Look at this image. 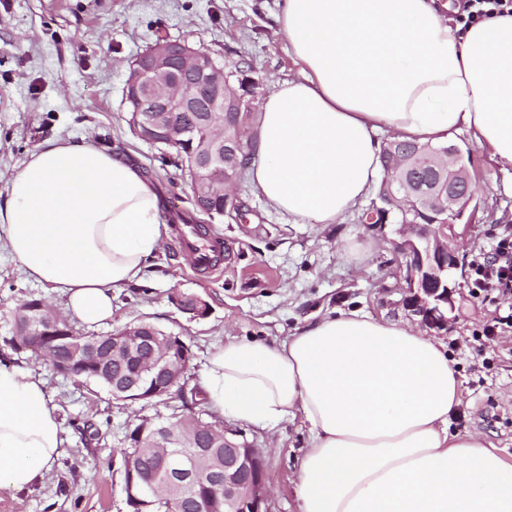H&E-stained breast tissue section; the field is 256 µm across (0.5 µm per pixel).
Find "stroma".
I'll list each match as a JSON object with an SVG mask.
<instances>
[{
  "label": "stroma",
  "mask_w": 512,
  "mask_h": 512,
  "mask_svg": "<svg viewBox=\"0 0 512 512\" xmlns=\"http://www.w3.org/2000/svg\"><path fill=\"white\" fill-rule=\"evenodd\" d=\"M280 0H0V193L35 147L48 138H88L137 162L178 207L192 209L188 177L161 163L159 150L129 125L124 84L132 62L158 38L188 42L216 54L233 50L250 61L267 95L280 81L300 78L284 38L276 35ZM462 154L477 193L472 220L454 227L459 265L455 309L435 336L448 350L462 382L450 432H479L512 463V332L486 339L496 315L512 313L471 296L470 263L496 238L512 232V176L500 172L464 131L450 138ZM247 223L218 218L208 228L230 243L219 271L197 274L172 235L149 260L142 285L113 301L107 330L147 323L181 337L193 353L191 383L200 385L214 347L236 338L277 343L331 311L361 309L378 319L418 326L403 304L407 294L393 225L289 224L242 182ZM193 293L207 305L193 317L172 303ZM42 299L65 312V299L28 280L0 252V360L40 374L67 437L45 482L28 491L0 488V512H129L123 492L125 435L155 407L113 401L95 384L55 373L12 344L20 307ZM261 449L269 512H298L297 460L309 438L302 416L261 428L240 424Z\"/></svg>",
  "instance_id": "35a3bbf8"
}]
</instances>
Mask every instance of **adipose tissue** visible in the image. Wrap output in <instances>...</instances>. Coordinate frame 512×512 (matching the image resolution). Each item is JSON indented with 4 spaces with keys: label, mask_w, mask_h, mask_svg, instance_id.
<instances>
[{
    "label": "adipose tissue",
    "mask_w": 512,
    "mask_h": 512,
    "mask_svg": "<svg viewBox=\"0 0 512 512\" xmlns=\"http://www.w3.org/2000/svg\"><path fill=\"white\" fill-rule=\"evenodd\" d=\"M453 0H281L304 75L259 104L247 173L291 224H336L383 176L378 136L435 144L466 130L512 171V15L450 21ZM164 226L128 156L49 138L11 176L0 247L86 325L144 280ZM220 414L261 428L302 415L299 512H512V464L448 431L461 382L442 342L363 311L329 313L280 344L232 340L203 376ZM39 375L0 362V488L42 484L64 448Z\"/></svg>",
    "instance_id": "ef3b65f1"
}]
</instances>
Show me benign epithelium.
I'll return each mask as SVG.
<instances>
[{"label": "benign epithelium", "instance_id": "1", "mask_svg": "<svg viewBox=\"0 0 512 512\" xmlns=\"http://www.w3.org/2000/svg\"><path fill=\"white\" fill-rule=\"evenodd\" d=\"M224 79V63L209 52L161 38L132 63L124 89L135 134L149 144L172 147L191 157L193 196L210 215H225L241 202L235 193L221 196L214 191L218 183L214 175L224 172V157L230 155L226 143L239 140L226 119ZM461 159L455 146L438 152L434 164L448 171V192L424 197L427 210L447 213L452 220L438 226L404 220L397 228L402 237L397 247L406 257L410 293L406 306L422 323L438 329L448 328V311L453 309L448 271L457 266V257L448 239L474 198L471 176ZM382 187L388 206L379 211L387 217L393 209L403 211L402 202L417 195L403 157L390 158ZM38 310L46 329L22 342L15 338L13 343L20 350L41 354L61 337L54 335L53 318L43 307ZM67 347L70 358L55 361L56 373L67 377L77 364L88 379L105 381L113 399L130 403L167 400L192 360L190 348L180 337L149 324L129 325L112 333L106 347L90 340L69 342ZM130 362L138 365L133 374L124 371ZM127 441L133 448H180L191 441L211 449L197 457L193 469H175L180 484L192 483L201 474L216 481L222 474L224 512H267L262 455L241 431L218 429L193 412L176 422L170 417L144 419L128 432ZM124 482L126 499L141 501L146 487L140 473L129 469Z\"/></svg>", "mask_w": 512, "mask_h": 512}]
</instances>
